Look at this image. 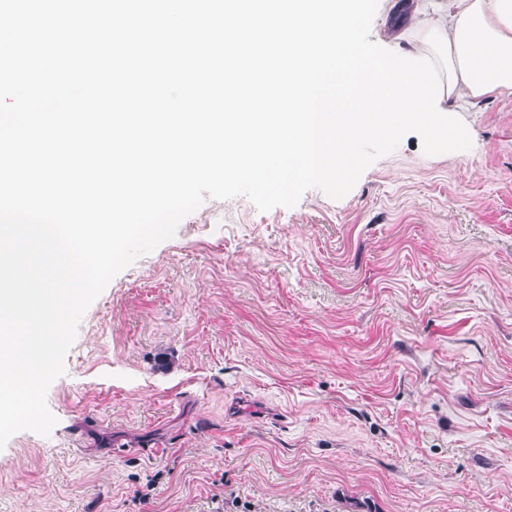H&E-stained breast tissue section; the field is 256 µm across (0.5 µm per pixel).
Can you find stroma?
Listing matches in <instances>:
<instances>
[{"label":"stroma","mask_w":512,"mask_h":512,"mask_svg":"<svg viewBox=\"0 0 512 512\" xmlns=\"http://www.w3.org/2000/svg\"><path fill=\"white\" fill-rule=\"evenodd\" d=\"M460 118L468 150L206 199L117 274L0 512H512V94Z\"/></svg>","instance_id":"1"}]
</instances>
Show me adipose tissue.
Masks as SVG:
<instances>
[{
  "instance_id": "adipose-tissue-1",
  "label": "adipose tissue",
  "mask_w": 512,
  "mask_h": 512,
  "mask_svg": "<svg viewBox=\"0 0 512 512\" xmlns=\"http://www.w3.org/2000/svg\"><path fill=\"white\" fill-rule=\"evenodd\" d=\"M397 37L431 58L454 111L512 94V0H416Z\"/></svg>"
}]
</instances>
